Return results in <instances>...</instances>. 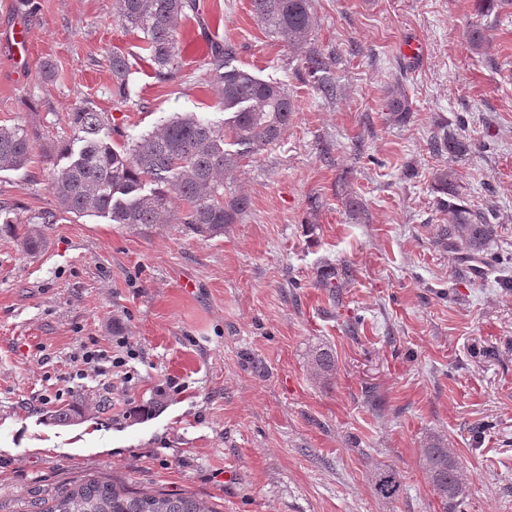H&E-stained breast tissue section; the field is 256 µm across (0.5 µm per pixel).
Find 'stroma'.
<instances>
[{"mask_svg": "<svg viewBox=\"0 0 512 512\" xmlns=\"http://www.w3.org/2000/svg\"><path fill=\"white\" fill-rule=\"evenodd\" d=\"M311 4L295 50L250 0H209L204 23L179 32L181 46L228 40V67L282 83L294 105L281 137L224 178L248 210L203 241L58 209L50 174L81 147L67 116L83 105L107 114L118 146L182 114L223 125L207 59L181 54L167 82L139 63L119 104L101 61L140 41L117 0H0V125L40 135L25 168L0 171V512L89 475L187 490L218 512H443L422 466L435 437L463 466L455 512H512V0L482 19L474 0ZM413 40L420 55H402ZM316 52L336 60L333 96L304 64ZM396 84L412 102L402 122L385 108ZM444 121L471 143L465 159L430 153ZM444 168L495 226L482 272L433 242L448 221L432 189ZM43 210L56 213L38 227L45 246L26 252L2 225ZM345 269L331 299L316 281ZM115 336L137 352L132 380L65 382L83 345ZM322 349L336 360L327 385L311 371ZM170 379L184 392L160 393ZM78 395L82 418L54 424L49 407ZM389 466L403 490L383 499L370 477Z\"/></svg>", "mask_w": 512, "mask_h": 512, "instance_id": "1", "label": "stroma"}]
</instances>
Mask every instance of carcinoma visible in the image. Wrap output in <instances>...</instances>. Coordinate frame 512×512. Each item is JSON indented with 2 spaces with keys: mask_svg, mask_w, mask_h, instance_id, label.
Returning <instances> with one entry per match:
<instances>
[{
  "mask_svg": "<svg viewBox=\"0 0 512 512\" xmlns=\"http://www.w3.org/2000/svg\"><path fill=\"white\" fill-rule=\"evenodd\" d=\"M252 11L264 28L291 49L305 44L315 26L311 0H251ZM204 10L201 0H118L123 28L142 35L143 59L150 62L155 75L170 80L180 62L174 53L179 28L186 22L200 21ZM232 48L213 40L209 79L222 91L224 111L230 116L216 127L204 119L186 115L172 119L149 134L142 143L118 149L100 136L105 113L78 107L67 121L73 138L82 142L78 157L67 167L52 174L51 185L58 205L78 215L107 214L115 224L149 229L160 223L167 208V190H173L182 209L171 221L182 224L203 239L224 234V225L234 224L248 208L242 195L224 196V177L237 158L224 150L225 139L246 153L278 139L293 113L288 90L280 82L261 80L241 69H226ZM112 74V96L123 104L130 101V75L134 64L120 52L108 55ZM307 68L321 74L320 90L334 91L330 77L333 61L319 54L306 58ZM386 109L396 120L411 111L405 90L396 86L387 92ZM37 134L23 126L0 127V170L24 167L33 152ZM429 148L438 155L455 160L469 153L466 141L445 129L433 133ZM155 183L148 194L142 187ZM168 189H163V186ZM439 204L448 211L450 222L437 228L436 244L469 263L483 258L495 236L494 226L484 213L460 203L457 188L448 170L435 175ZM9 229L30 252L44 246L42 238L29 227L11 224ZM314 377L328 381L336 370L332 353L320 352L311 363ZM84 403L78 396L67 405L50 411L49 418L67 425L82 416ZM424 469L434 495L443 509L457 503L466 492V484L448 443L437 438L424 449ZM371 481L376 494L384 499L398 496L402 490L400 473L387 467L373 471ZM38 512H216L208 502L190 492L137 490L123 482L91 477L83 482L59 488L50 497V505Z\"/></svg>",
  "mask_w": 512,
  "mask_h": 512,
  "instance_id": "1",
  "label": "carcinoma"
}]
</instances>
